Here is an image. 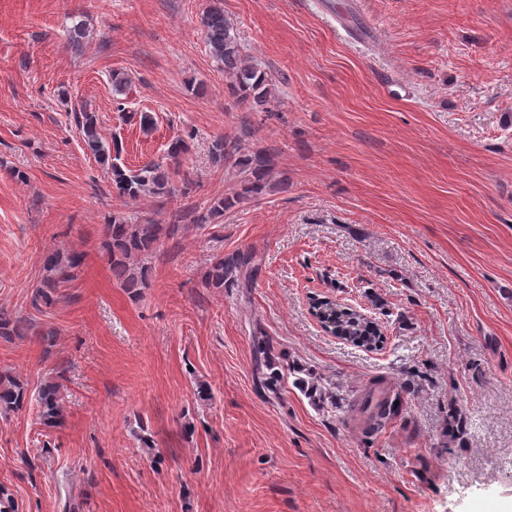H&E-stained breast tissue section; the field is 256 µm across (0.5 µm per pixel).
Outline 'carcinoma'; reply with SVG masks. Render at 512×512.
I'll use <instances>...</instances> for the list:
<instances>
[{
    "label": "carcinoma",
    "instance_id": "cac0c4a2",
    "mask_svg": "<svg viewBox=\"0 0 512 512\" xmlns=\"http://www.w3.org/2000/svg\"><path fill=\"white\" fill-rule=\"evenodd\" d=\"M201 24L209 52L224 66V74L230 80L232 93L243 100H253V104L259 107L264 106L268 94L266 74L251 65L242 55L233 25L224 16L220 0H215L206 10ZM74 122L80 138L95 159L111 170L112 192L117 198L133 201L147 193L156 196L170 194L169 170L163 164L150 163L138 169H125L118 164L122 147L116 141L109 145L102 140L96 113L78 112L74 114ZM237 152V143L230 140L220 138L212 145L213 160L219 165ZM236 162L247 173L244 192L261 193L272 173L270 155L264 151H255L239 157ZM236 203L237 199L233 197L219 199L208 213L197 217V223H213L216 218L224 215V210ZM178 230L177 224H170L165 228L161 224H128L117 216L112 217V223L107 225L102 249L108 256L113 279L130 293L146 287L149 268L136 262V258L152 253L162 232L173 235ZM41 263V285L32 297V305L37 308L56 303L57 289L76 279L83 265V254L66 249H53L43 254ZM255 271L254 255L249 251H236L215 257L204 274V283L208 288L222 291L226 285L250 282ZM327 317L336 319L341 329L352 336L373 335L367 320L354 313L329 308ZM28 334L43 342H49L54 337L51 330H39L20 318L13 319L4 312L0 313V338L9 341L15 336L23 337ZM28 401L27 389L23 384L7 375L0 376V411L19 410ZM396 401L395 397H387L373 406L370 401H364L366 410L369 411L372 430L377 431L384 427L397 414L400 405ZM35 403L44 425L57 427L62 424V397L57 383L50 381L41 387L35 396Z\"/></svg>",
    "mask_w": 512,
    "mask_h": 512
}]
</instances>
